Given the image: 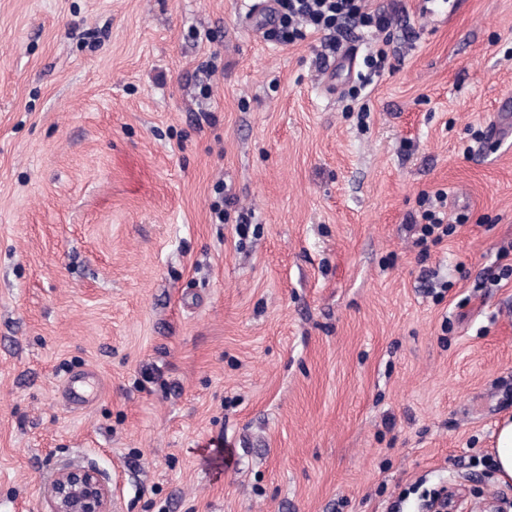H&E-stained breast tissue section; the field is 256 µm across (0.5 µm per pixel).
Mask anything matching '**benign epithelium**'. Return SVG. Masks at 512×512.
<instances>
[{
	"label": "benign epithelium",
	"instance_id": "7a95c632",
	"mask_svg": "<svg viewBox=\"0 0 512 512\" xmlns=\"http://www.w3.org/2000/svg\"><path fill=\"white\" fill-rule=\"evenodd\" d=\"M45 512H112V491L95 466L66 465L44 486Z\"/></svg>",
	"mask_w": 512,
	"mask_h": 512
}]
</instances>
